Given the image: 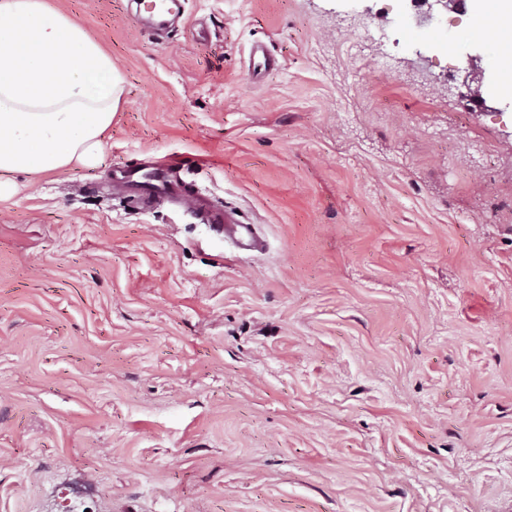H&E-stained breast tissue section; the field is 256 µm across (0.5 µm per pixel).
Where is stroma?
I'll return each instance as SVG.
<instances>
[{"mask_svg":"<svg viewBox=\"0 0 512 512\" xmlns=\"http://www.w3.org/2000/svg\"><path fill=\"white\" fill-rule=\"evenodd\" d=\"M45 2L124 94L98 163L0 201V512H512V98L464 84L497 26ZM151 155L265 250L113 193ZM156 0L135 1L138 5H144L150 13L156 17V26L154 32L161 34L177 20L186 19L185 0Z\"/></svg>","mask_w":512,"mask_h":512,"instance_id":"stroma-1","label":"stroma"}]
</instances>
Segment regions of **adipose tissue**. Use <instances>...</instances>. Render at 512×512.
Returning <instances> with one entry per match:
<instances>
[{
  "mask_svg": "<svg viewBox=\"0 0 512 512\" xmlns=\"http://www.w3.org/2000/svg\"><path fill=\"white\" fill-rule=\"evenodd\" d=\"M122 93L82 24L44 0H0V198L2 175L95 163Z\"/></svg>",
  "mask_w": 512,
  "mask_h": 512,
  "instance_id": "1",
  "label": "adipose tissue"
}]
</instances>
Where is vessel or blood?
Segmentation results:
<instances>
[{"mask_svg":"<svg viewBox=\"0 0 512 512\" xmlns=\"http://www.w3.org/2000/svg\"><path fill=\"white\" fill-rule=\"evenodd\" d=\"M144 7L155 16L154 31L158 34L186 17L185 0H145ZM181 167L179 158L165 156L151 162L150 172L142 180L129 171L117 170L112 174V190L133 197L145 211L166 204L180 206L210 224L214 231L237 248L247 251L261 249L263 242L256 226L242 223L232 210L217 205L209 196L186 185L180 177Z\"/></svg>","mask_w":512,"mask_h":512,"instance_id":"vessel-or-blood-1","label":"vessel or blood"}]
</instances>
